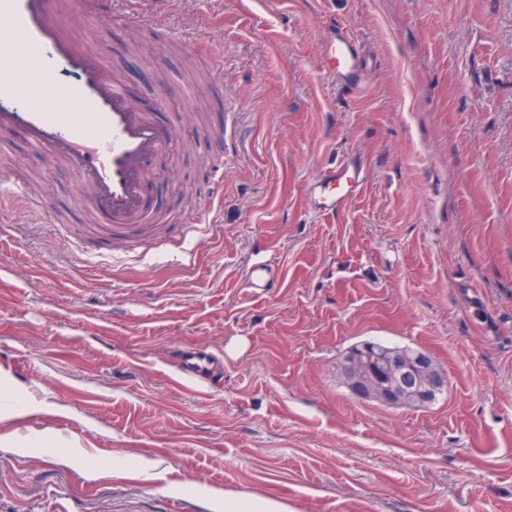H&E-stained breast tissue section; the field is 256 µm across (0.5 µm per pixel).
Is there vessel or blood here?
I'll use <instances>...</instances> for the list:
<instances>
[{"mask_svg":"<svg viewBox=\"0 0 512 512\" xmlns=\"http://www.w3.org/2000/svg\"><path fill=\"white\" fill-rule=\"evenodd\" d=\"M46 0H0V140L22 134L49 162H62L75 173L94 212L105 227L104 241L140 220L141 189L150 160L171 141L174 130L139 110L123 81L113 77L101 57L77 47ZM328 73L338 85H358L363 77L355 41L335 32L325 45ZM363 182L357 158H344L309 186L316 213L336 212ZM39 206L25 182L0 183V199ZM250 287L280 284L273 259L255 263ZM218 358L198 352L181 355L180 372L192 378L222 373Z\"/></svg>","mask_w":512,"mask_h":512,"instance_id":"obj_1","label":"vessel or blood"}]
</instances>
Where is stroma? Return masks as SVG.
Returning <instances> with one entry per match:
<instances>
[{
    "mask_svg": "<svg viewBox=\"0 0 512 512\" xmlns=\"http://www.w3.org/2000/svg\"><path fill=\"white\" fill-rule=\"evenodd\" d=\"M114 9L102 31L77 15L81 48L177 132L143 185L148 225L107 250L65 165L0 147V177L49 205L5 202L0 228V512H224L243 494L512 512V0ZM338 28L361 50L354 88L323 68ZM348 156L360 190L315 213L308 183ZM219 158L223 205L186 235ZM272 253L280 288L247 287ZM368 340L428 353L446 389L421 409L357 397L341 363ZM187 348L223 384L181 378Z\"/></svg>",
    "mask_w": 512,
    "mask_h": 512,
    "instance_id": "35a3bbf8",
    "label": "stroma"
}]
</instances>
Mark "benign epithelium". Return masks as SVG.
<instances>
[{"label": "benign epithelium", "mask_w": 512, "mask_h": 512, "mask_svg": "<svg viewBox=\"0 0 512 512\" xmlns=\"http://www.w3.org/2000/svg\"><path fill=\"white\" fill-rule=\"evenodd\" d=\"M431 363L430 355L410 347L385 349L364 343L345 360L342 378L360 398L390 406L424 407L448 383L446 374L432 370Z\"/></svg>", "instance_id": "benign-epithelium-1"}]
</instances>
